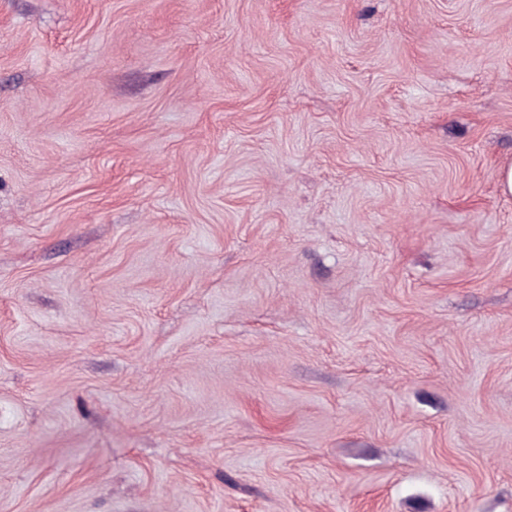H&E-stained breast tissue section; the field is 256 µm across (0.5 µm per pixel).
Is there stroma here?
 <instances>
[{"label":"stroma","instance_id":"1","mask_svg":"<svg viewBox=\"0 0 512 512\" xmlns=\"http://www.w3.org/2000/svg\"><path fill=\"white\" fill-rule=\"evenodd\" d=\"M512 0H0V512H512Z\"/></svg>","mask_w":512,"mask_h":512}]
</instances>
